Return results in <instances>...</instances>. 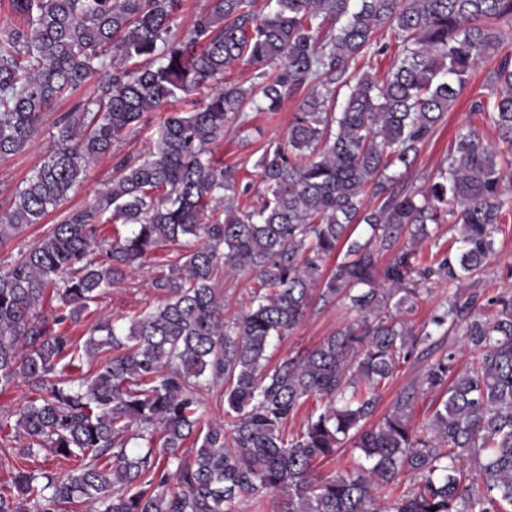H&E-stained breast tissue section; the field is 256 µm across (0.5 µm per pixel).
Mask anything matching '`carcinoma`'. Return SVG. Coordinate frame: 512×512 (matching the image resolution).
<instances>
[{"instance_id":"obj_1","label":"carcinoma","mask_w":512,"mask_h":512,"mask_svg":"<svg viewBox=\"0 0 512 512\" xmlns=\"http://www.w3.org/2000/svg\"><path fill=\"white\" fill-rule=\"evenodd\" d=\"M10 2L0 160L27 147L53 101H73L0 214V242L57 209L144 114L208 94L165 118L146 154L117 157L110 186L0 270V392L35 391L14 425L0 421V439L13 430L26 439L21 457L62 466L12 468L0 512H239L243 496L272 498L273 512H512V292L475 287L512 214L501 165L512 154V54L495 58L512 0H211L184 31L181 0ZM386 37L399 52L385 72L350 71L383 54ZM482 63L492 97L472 100L433 180L399 187ZM239 64L258 83L224 81ZM305 84L287 138L259 158L261 202L246 210L237 168L214 164L213 147L245 109L278 112ZM448 222L456 246L423 255ZM106 224L132 229L109 243ZM106 242L107 261L90 258ZM179 242L183 262L152 282L165 301L126 327L98 321L78 346L68 326ZM242 271L258 286L226 315L216 278ZM436 284L445 302L410 324ZM338 300L357 318L269 365L273 340ZM414 358L426 369L369 424ZM427 392L441 398L418 426ZM310 399L303 428L286 434ZM135 437L146 450L128 448ZM348 441L352 465L318 474Z\"/></svg>"}]
</instances>
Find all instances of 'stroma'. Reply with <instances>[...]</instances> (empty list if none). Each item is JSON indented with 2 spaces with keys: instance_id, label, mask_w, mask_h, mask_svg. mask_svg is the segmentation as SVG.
Listing matches in <instances>:
<instances>
[{
  "instance_id": "1",
  "label": "stroma",
  "mask_w": 512,
  "mask_h": 512,
  "mask_svg": "<svg viewBox=\"0 0 512 512\" xmlns=\"http://www.w3.org/2000/svg\"><path fill=\"white\" fill-rule=\"evenodd\" d=\"M486 66H479L471 81L454 106L446 112L435 136L427 148L418 156L407 171L404 179L412 186L419 187L436 175L439 166L448 154V146L469 120V104L473 96L486 94L484 77ZM302 102L301 96H294L275 113L246 111L230 123L224 132V140L213 150L216 164L237 165L239 182L250 189L248 195L240 196L241 206L256 204L262 188L257 161L264 147L272 142L283 141L289 123ZM70 106L69 100H57L46 112L44 121L30 144L22 152L0 161V213L10 210L18 187L34 174L51 148L52 123L55 117ZM114 158H103L89 169L80 183L64 201V208H76L91 202L95 194L111 184ZM183 245L164 244L152 253L138 272L125 283L112 287L102 298L85 311L78 323L70 329L75 339L85 340L90 328L100 319L111 317L131 321L146 306L162 302L163 296L152 286L153 280L167 273L171 265L180 261ZM484 286L501 290L512 283V219L503 226L495 237L494 252L482 276ZM354 312L341 304L311 313L292 335L274 341L269 349L272 360L297 351L316 346L342 323L354 319Z\"/></svg>"
}]
</instances>
